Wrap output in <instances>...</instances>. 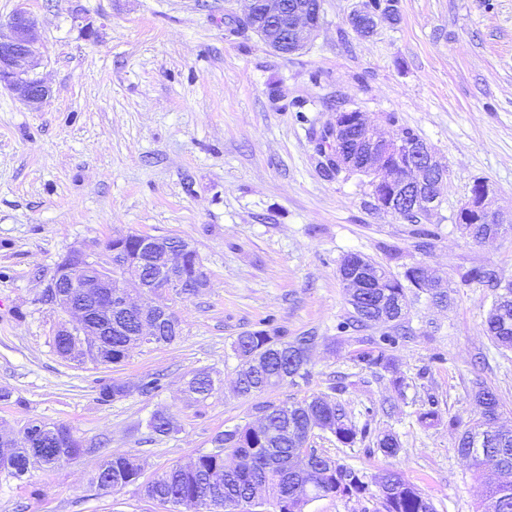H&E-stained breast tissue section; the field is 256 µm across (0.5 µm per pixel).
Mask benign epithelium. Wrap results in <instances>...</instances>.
Listing matches in <instances>:
<instances>
[{
    "label": "benign epithelium",
    "instance_id": "obj_1",
    "mask_svg": "<svg viewBox=\"0 0 512 512\" xmlns=\"http://www.w3.org/2000/svg\"><path fill=\"white\" fill-rule=\"evenodd\" d=\"M24 2L17 0L7 23L0 24V86L33 107L49 94V88L32 77L37 66L32 51L36 23ZM249 2L247 19L252 29L279 54L305 49L320 26L322 0ZM394 8L391 0L373 10L363 5L350 14L348 24L365 36ZM321 159L340 171L369 178L376 205L396 218L404 217L406 211L419 218L435 211L440 185L448 174L425 140L388 137L357 110L336 112L334 124L326 127ZM490 193L486 181L475 182L456 214V223L492 224L493 236L500 235L506 222L489 210ZM194 251L186 241L142 234L115 235L99 253L70 249L43 291L45 302L69 316L54 332V339L61 343L60 356L101 366V336H136V348L154 344L162 324L179 328L169 296L183 293L187 286L195 292L209 286V272L198 255L193 280L184 282L182 269Z\"/></svg>",
    "mask_w": 512,
    "mask_h": 512
}]
</instances>
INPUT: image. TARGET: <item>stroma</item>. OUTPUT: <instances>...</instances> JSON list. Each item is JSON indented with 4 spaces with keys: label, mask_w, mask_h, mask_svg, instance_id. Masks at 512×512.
<instances>
[{
    "label": "stroma",
    "mask_w": 512,
    "mask_h": 512,
    "mask_svg": "<svg viewBox=\"0 0 512 512\" xmlns=\"http://www.w3.org/2000/svg\"><path fill=\"white\" fill-rule=\"evenodd\" d=\"M359 3L323 0L312 42L282 56L246 26L247 0H28L35 74L50 93L33 108L0 87V390L10 394L0 430L62 423L89 452L1 479L0 512H167L135 485L91 487L103 451L131 452L149 478L211 451L216 435L256 419L257 403L321 394L368 435L346 446L317 429L310 447L368 475L400 469L437 512H476L493 475L457 453L448 422L478 418L481 382L512 430V352L485 331L490 289L460 274L488 267L512 283V230L476 243L455 215L483 179L492 212L512 219V0H398L396 19L368 37L348 24ZM342 108L380 125L396 113L447 164L426 219L437 232L429 248L412 224L376 208L359 176L318 168L316 139ZM118 233L188 241L210 286L173 297L177 342L135 348L107 368L64 360L52 347L64 315L44 287L70 248L98 252ZM349 253L398 275L421 266L450 285L444 304L409 294L397 372L357 358L362 338L391 325L337 330L353 313L338 272ZM263 328L315 336L310 373L237 396L233 343ZM204 368L223 385L199 403L184 388ZM151 373L164 376L153 394L99 401L103 380ZM432 405L438 421L420 422ZM162 409L179 434L150 435ZM384 433L398 439L397 457L377 451ZM305 512H382L380 492L321 497Z\"/></svg>",
    "instance_id": "35a3bbf8"
}]
</instances>
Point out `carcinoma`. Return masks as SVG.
I'll use <instances>...</instances> for the list:
<instances>
[{
	"instance_id": "1",
	"label": "carcinoma",
	"mask_w": 512,
	"mask_h": 512,
	"mask_svg": "<svg viewBox=\"0 0 512 512\" xmlns=\"http://www.w3.org/2000/svg\"><path fill=\"white\" fill-rule=\"evenodd\" d=\"M343 261L362 265L370 274H384L378 288H352L349 298L360 301L369 296L384 307L406 308L407 294L403 282L422 288L425 270L419 266L408 268L399 279L378 263L361 255L344 256ZM468 276L486 283L495 291L494 299L485 320V329L501 348L512 350V284L500 286L497 274L489 268H474ZM380 310L360 305L354 308L353 320L340 325L347 332L356 326L371 325ZM314 336H301L292 341L267 330H255L238 336L234 352L239 360L235 392L251 397L260 392L259 386H271L283 372L305 378L309 375L310 356L303 347L305 342H315ZM397 343L396 337L385 334L365 340L357 358L368 367L396 368L390 351ZM218 390L212 373L198 370L187 383V393L202 402ZM129 396L126 382L113 378L101 384L99 400L110 402ZM481 408L480 418L458 434L455 448L458 454L472 461L476 470L490 469L497 476L479 504V512H512V431L492 429L500 415V405L494 392L481 384L474 395ZM255 411L265 422L260 429L249 424L238 425L217 435L215 449L198 455L185 465H174L168 470L140 481L142 469L132 455L112 451L107 454L91 484L97 486L104 478L122 488L137 484L143 495L173 507L172 512H201L204 506L203 483L215 478L213 500L207 512H225L224 504L234 502L239 512H250L249 500L255 489L265 498L288 499V512H304L312 500L330 494L357 496L366 492V475L323 456L313 448L304 446L307 433L314 429L330 432L343 445H352L357 437H366L367 430L356 428L345 406L322 396H313L291 405L259 403ZM151 434L169 437L181 431L177 418L170 412L158 411L147 421ZM63 424L44 425L45 440L56 446L57 454L41 459L47 467H58L73 462L91 449L82 443L65 444ZM376 448L387 457H394L400 450L392 434L376 437ZM230 451L233 462L226 463L224 451ZM309 454L304 468L287 464L294 453ZM29 472L28 450L19 446L0 454V478L19 479ZM372 481L382 488L384 512H435L433 502L414 484L405 479L401 471L386 469L372 476Z\"/></svg>"
}]
</instances>
